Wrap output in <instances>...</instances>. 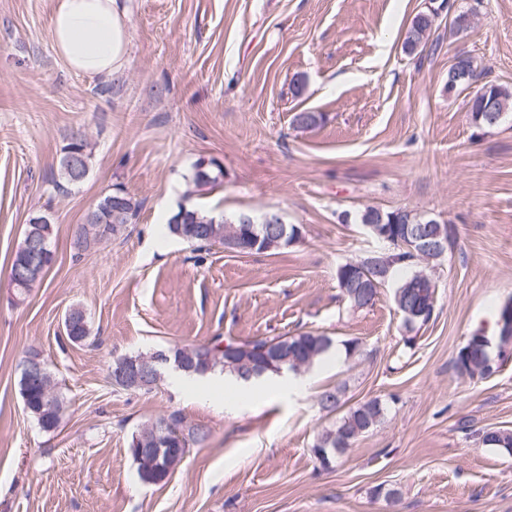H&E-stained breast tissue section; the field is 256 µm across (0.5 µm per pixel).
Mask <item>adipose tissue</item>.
I'll list each match as a JSON object with an SVG mask.
<instances>
[{"label": "adipose tissue", "mask_w": 512, "mask_h": 512, "mask_svg": "<svg viewBox=\"0 0 512 512\" xmlns=\"http://www.w3.org/2000/svg\"><path fill=\"white\" fill-rule=\"evenodd\" d=\"M49 31L56 54L75 72L111 75L128 63V19L117 0H57Z\"/></svg>", "instance_id": "1"}]
</instances>
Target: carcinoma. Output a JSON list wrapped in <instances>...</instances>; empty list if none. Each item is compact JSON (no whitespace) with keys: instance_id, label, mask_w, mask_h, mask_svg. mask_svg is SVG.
Returning a JSON list of instances; mask_svg holds the SVG:
<instances>
[{"instance_id":"1","label":"carcinoma","mask_w":512,"mask_h":512,"mask_svg":"<svg viewBox=\"0 0 512 512\" xmlns=\"http://www.w3.org/2000/svg\"><path fill=\"white\" fill-rule=\"evenodd\" d=\"M438 12L434 10L417 13L408 28L405 38V48L413 53L418 48L423 47L429 41L432 26ZM488 96L476 95L471 100L470 112L473 116L474 124L480 128H488L490 124L481 117L484 110L485 101H490L497 109V112L504 115L512 111V90L494 83L484 85ZM223 172L221 169H201V164H196L192 180L199 189L205 187L213 190L222 183ZM121 198V214L118 216L112 213V197ZM139 204L128 193L120 188L114 189L105 195L91 211L86 218V224L82 225L81 236L74 239L76 248L80 251L88 250L99 244L102 239L114 233L117 225L128 224L136 216ZM417 214L404 209H395L385 212L384 220L395 222L399 225L400 235H405L406 227L415 223ZM240 228V218L232 220L224 218L218 219L212 213L192 208L188 216L181 224L169 220L166 224L167 232L191 245L198 247L214 246L224 244V239L236 234ZM53 235V224L45 214H39L30 218L24 233V238L33 237L44 241L46 251H44L43 261L46 266H51L54 261V254L51 250V238ZM389 258L390 268L388 272H393L397 267H403L409 270V274L401 280V284L416 282L421 286V291L425 297L437 293L436 281L415 280V263L411 260V255L395 246L385 253ZM35 261L33 256L25 245H20L15 252L10 272L23 270ZM69 316L73 319L72 330L65 331L66 339L72 344H81L86 341L83 329L80 326V318L84 314L83 309L73 307L68 310ZM475 334H470L465 344L458 350L453 359V365L457 373L462 377L470 379L489 377L483 368L485 351L473 344L472 339ZM221 337L217 336L209 343L198 346H175L169 349L171 355L181 357L188 361H200L203 363L204 370L207 372L219 369L235 378L241 377V371L246 368L250 362H256L259 359L258 350L266 343L282 349L288 356V362L281 365V368L288 371H295L298 365L306 363L308 367L313 365L321 356L332 347V340L327 336L315 335L311 333H301L296 336H278L273 338L258 337L254 341L242 343L239 345L234 358L225 355L224 350L219 348L218 342ZM46 380L38 377H30L25 374L20 376V396L26 413L37 423L44 432H51L59 426L61 416L64 411L63 398L55 389L45 391ZM342 390H325L318 396V404L330 411H337L341 408ZM386 407L378 400H367L351 408L336 419V422L323 428L314 438L312 447L323 448L326 451L338 449V453H343L351 448L361 437L372 432L381 422ZM169 421L171 427L177 431V436L170 443V448L187 449L190 445L201 444L206 439V432L194 425L186 424L185 418L178 411H173L167 417L159 418L155 422L144 425L132 433L128 442V448H133L134 444H139L145 448H150L154 444L155 426L163 421ZM463 427L471 430V434L484 445L496 448H504L512 451V431L508 429L479 428L473 429L469 423H463ZM153 460H148L141 464V467L147 469L153 484H160L181 466L182 459L175 456L165 455L162 457L163 469L159 473H154Z\"/></svg>"}]
</instances>
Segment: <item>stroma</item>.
<instances>
[{"instance_id":"stroma-1","label":"stroma","mask_w":512,"mask_h":512,"mask_svg":"<svg viewBox=\"0 0 512 512\" xmlns=\"http://www.w3.org/2000/svg\"><path fill=\"white\" fill-rule=\"evenodd\" d=\"M448 3L410 54L426 0H119L129 63L90 76L53 49L55 0H0V512H512V454L459 428L512 429V355L485 379L452 364L512 299V113L477 129L471 91L448 89L462 52L485 81L512 87V0ZM468 10L471 25L456 30ZM303 111L320 124L294 129ZM77 132L89 172L59 191ZM201 158L224 171L206 194L191 184ZM118 186L139 202L136 217L77 252L75 228ZM185 205L274 211L301 235L274 253L197 250L160 234ZM369 206L452 232L434 315L409 345L398 279L360 310L338 287L339 265L380 247L358 221ZM44 211L54 262L12 301L13 254ZM74 306L90 327L77 345L61 329ZM301 332L361 352L312 367L307 392L278 400L239 402L230 387L192 399L166 382L130 393L109 378L126 354ZM33 351L67 400L52 432L19 393ZM339 386L344 408L376 398L385 418L326 469L312 444L336 415L317 397ZM174 410L208 437L165 483L142 484L128 441ZM379 486L397 498L375 496ZM437 15L435 10H429L419 12L413 17L405 38V48L409 53L427 44ZM88 144L82 134H78L71 142L64 148L63 155L59 161V172L62 181H55V186L58 190H64L67 186L79 184L82 181L75 182L67 167V153L69 150L74 149L82 154L84 159L89 163L90 153L87 151Z\"/></svg>"}]
</instances>
